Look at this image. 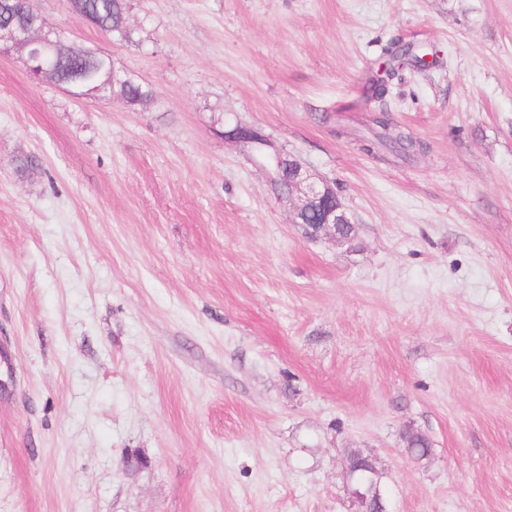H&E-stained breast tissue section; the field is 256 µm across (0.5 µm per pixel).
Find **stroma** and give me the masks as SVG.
<instances>
[{"mask_svg":"<svg viewBox=\"0 0 512 512\" xmlns=\"http://www.w3.org/2000/svg\"><path fill=\"white\" fill-rule=\"evenodd\" d=\"M126 3L129 43L37 6L144 103L0 56V512H351L353 451L389 512H512V0ZM397 40L432 56L387 94L412 163L349 109ZM235 119L353 247L292 223ZM90 51L98 57L103 67L107 69V78L103 82L94 83L93 79L90 77L88 78L87 75L76 74L66 83L59 84L63 86L69 95L75 100H85L92 97L105 96L108 93L107 87L110 83L132 79L127 75V73L121 75L120 71L116 70L114 66H112V58L108 54L98 49H90ZM115 88H118L120 96L130 104L142 102V100L151 92L136 80L115 83L112 85V91H114ZM224 138L249 143L253 146L254 150L257 148L270 147V141L267 135L257 128L243 124L239 120H236V123L231 129H224ZM274 160V165L263 167L270 175L271 184L282 180L285 188L280 198L296 197L297 205L292 214L291 221L295 224H309L307 217L314 211L319 212L320 225L324 229H334L336 224L342 225L341 232L355 236L354 224H349L350 219L345 208L335 201L331 206V199L336 191L323 178L298 160H288L280 152L269 153ZM406 448L416 460L425 459L430 454L431 443L429 439L418 430L407 429L403 433Z\"/></svg>","mask_w":512,"mask_h":512,"instance_id":"stroma-1","label":"stroma"}]
</instances>
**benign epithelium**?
Instances as JSON below:
<instances>
[{
    "instance_id": "obj_1",
    "label": "benign epithelium",
    "mask_w": 512,
    "mask_h": 512,
    "mask_svg": "<svg viewBox=\"0 0 512 512\" xmlns=\"http://www.w3.org/2000/svg\"><path fill=\"white\" fill-rule=\"evenodd\" d=\"M23 13L37 21V24L13 21L0 23V54H10L17 51L25 58L30 77L41 82L53 75L52 70L46 66L45 58L50 49H59L68 43L62 35L47 27L44 23L35 0H21ZM103 67L107 69L105 81L96 83L85 74H76L63 84L64 89L75 100H85L92 97H101L107 94V87L114 82L130 79V76L120 74L112 66V58L98 50H92ZM224 138L243 141L253 148L270 147L269 137L259 129L236 121L234 126L224 131ZM274 164L265 167L270 175V181H283L285 188L280 197L296 198L291 218L293 224H307L310 213L319 212L320 225L324 229H333L338 224H348L350 219L345 208L340 203H331L335 197V190L323 178L298 160H289L281 153L275 151L270 154ZM371 462L368 457L355 452L347 460L345 476L354 485L353 505L355 512H386L384 509L375 510L368 499L361 492L365 464Z\"/></svg>"
}]
</instances>
